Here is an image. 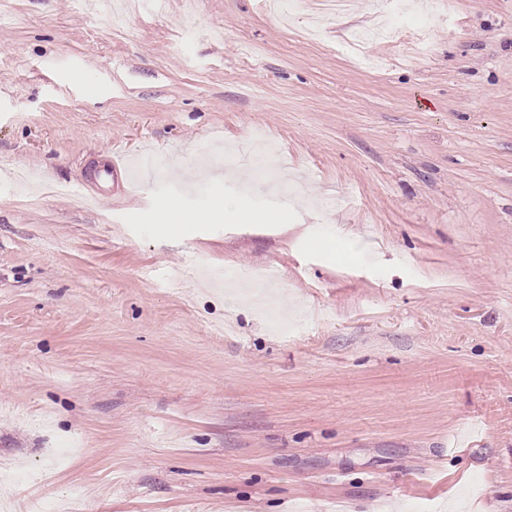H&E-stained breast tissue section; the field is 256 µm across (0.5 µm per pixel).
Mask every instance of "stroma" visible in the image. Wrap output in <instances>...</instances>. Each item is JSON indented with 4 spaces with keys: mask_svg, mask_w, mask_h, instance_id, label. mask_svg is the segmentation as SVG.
<instances>
[{
    "mask_svg": "<svg viewBox=\"0 0 512 512\" xmlns=\"http://www.w3.org/2000/svg\"><path fill=\"white\" fill-rule=\"evenodd\" d=\"M95 2L0 0V500L512 512V0ZM229 217L240 224H272L277 217L272 214H257L248 211L237 201L218 198L209 214L192 213L184 210L178 201L166 203L156 216V223L164 226L170 224H201L207 221L224 220Z\"/></svg>",
    "mask_w": 512,
    "mask_h": 512,
    "instance_id": "1",
    "label": "stroma"
}]
</instances>
